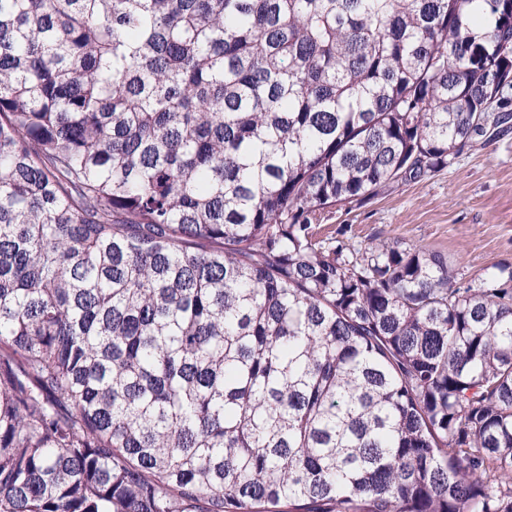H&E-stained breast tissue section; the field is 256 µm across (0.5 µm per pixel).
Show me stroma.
Segmentation results:
<instances>
[{
	"label": "stroma",
	"instance_id": "1",
	"mask_svg": "<svg viewBox=\"0 0 512 512\" xmlns=\"http://www.w3.org/2000/svg\"><path fill=\"white\" fill-rule=\"evenodd\" d=\"M342 226L358 247L384 241L440 254L464 284L512 266V127L469 143L448 170L330 210L319 239Z\"/></svg>",
	"mask_w": 512,
	"mask_h": 512
}]
</instances>
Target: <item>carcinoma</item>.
<instances>
[{"label": "carcinoma", "instance_id": "1", "mask_svg": "<svg viewBox=\"0 0 512 512\" xmlns=\"http://www.w3.org/2000/svg\"><path fill=\"white\" fill-rule=\"evenodd\" d=\"M510 74L512 0H0V512H512V274L315 237Z\"/></svg>", "mask_w": 512, "mask_h": 512}]
</instances>
